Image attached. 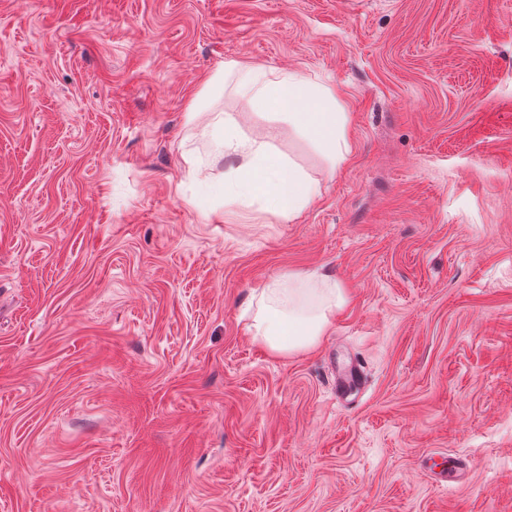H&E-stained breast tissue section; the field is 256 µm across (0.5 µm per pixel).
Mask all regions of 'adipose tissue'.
Masks as SVG:
<instances>
[{"instance_id":"1","label":"adipose tissue","mask_w":512,"mask_h":512,"mask_svg":"<svg viewBox=\"0 0 512 512\" xmlns=\"http://www.w3.org/2000/svg\"><path fill=\"white\" fill-rule=\"evenodd\" d=\"M210 82L230 89L252 110H277L286 132L308 141L330 167L348 159L346 116L336 109L334 89L294 71L277 73L236 61L221 64ZM200 135L210 145L209 167L224 186L228 218L255 210L294 220L317 198L318 179L280 151L272 133L245 134L239 113H212ZM255 293L259 306L250 330L277 353L317 346L349 301L345 288L313 270L279 274Z\"/></svg>"}]
</instances>
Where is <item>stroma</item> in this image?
<instances>
[{
    "label": "stroma",
    "instance_id": "1",
    "mask_svg": "<svg viewBox=\"0 0 512 512\" xmlns=\"http://www.w3.org/2000/svg\"><path fill=\"white\" fill-rule=\"evenodd\" d=\"M229 61L346 114L296 220L190 174ZM305 269L349 302L271 352ZM0 512H512V0H0ZM254 293L259 306L249 330L259 343L277 353L317 346L336 313L349 301L346 288L316 270L281 273Z\"/></svg>",
    "mask_w": 512,
    "mask_h": 512
}]
</instances>
